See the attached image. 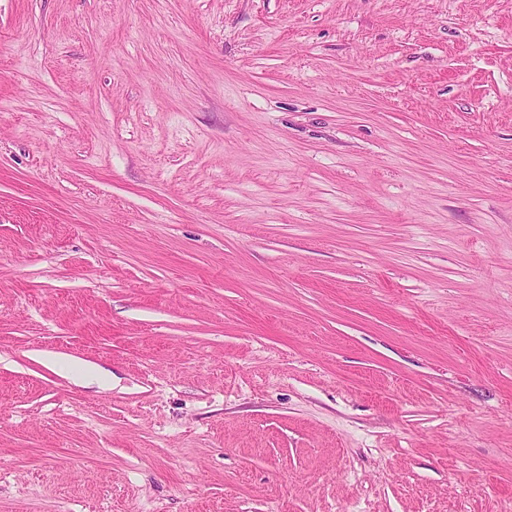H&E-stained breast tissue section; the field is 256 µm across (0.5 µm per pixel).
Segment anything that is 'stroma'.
<instances>
[{
    "label": "stroma",
    "mask_w": 512,
    "mask_h": 512,
    "mask_svg": "<svg viewBox=\"0 0 512 512\" xmlns=\"http://www.w3.org/2000/svg\"><path fill=\"white\" fill-rule=\"evenodd\" d=\"M0 512H512V0H0Z\"/></svg>",
    "instance_id": "35a3bbf8"
}]
</instances>
